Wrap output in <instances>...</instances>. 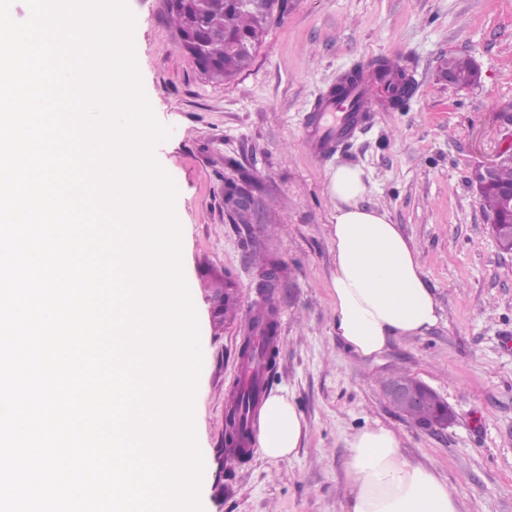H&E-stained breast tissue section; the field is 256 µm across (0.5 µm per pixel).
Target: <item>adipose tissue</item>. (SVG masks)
<instances>
[{
	"label": "adipose tissue",
	"instance_id": "ef3b65f1",
	"mask_svg": "<svg viewBox=\"0 0 512 512\" xmlns=\"http://www.w3.org/2000/svg\"><path fill=\"white\" fill-rule=\"evenodd\" d=\"M367 192L364 172L342 166L331 175L335 202L330 236L335 270L330 294L334 327L344 345L376 361L396 337L426 334L438 322V303L416 250L386 211L359 206ZM308 425L289 393L264 400L258 451L270 461L292 458ZM346 512H460L447 484L431 469L406 462L394 431L367 426L347 442Z\"/></svg>",
	"mask_w": 512,
	"mask_h": 512
}]
</instances>
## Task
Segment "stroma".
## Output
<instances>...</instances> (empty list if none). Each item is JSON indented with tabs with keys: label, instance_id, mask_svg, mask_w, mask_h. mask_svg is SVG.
<instances>
[{
	"label": "stroma",
	"instance_id": "stroma-1",
	"mask_svg": "<svg viewBox=\"0 0 512 512\" xmlns=\"http://www.w3.org/2000/svg\"><path fill=\"white\" fill-rule=\"evenodd\" d=\"M126 3L143 90L172 129L154 157L182 193L181 265L202 355L203 512H344L347 441L367 425L392 429L402 458L435 470L463 512H512V255L497 246L470 181L512 139V0H288L251 66L223 84L202 79L179 51L164 0ZM451 55L476 61L478 84H448ZM384 60L415 83L408 105L381 99L330 154L313 155L306 123L330 90ZM344 165L365 173L363 206L386 210L411 240L439 305L430 331L393 339L374 362L333 329L327 187ZM228 182L256 202L248 223L224 207ZM262 257L279 266L274 288L261 285ZM209 272L238 290L237 316L220 331L203 287ZM267 304L279 339L265 390L289 392L308 434L292 459L254 452L231 463L225 402L241 381L243 336ZM401 374L453 409L447 430H421L390 403L384 385Z\"/></svg>",
	"mask_w": 512,
	"mask_h": 512
}]
</instances>
